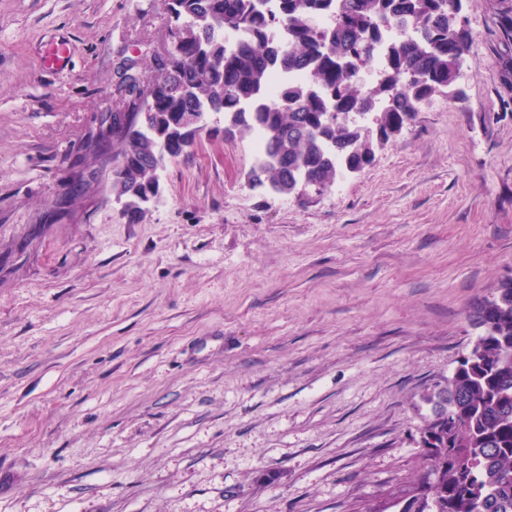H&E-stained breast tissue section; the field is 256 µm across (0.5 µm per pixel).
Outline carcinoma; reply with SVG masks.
<instances>
[{
    "label": "carcinoma",
    "instance_id": "obj_1",
    "mask_svg": "<svg viewBox=\"0 0 512 512\" xmlns=\"http://www.w3.org/2000/svg\"><path fill=\"white\" fill-rule=\"evenodd\" d=\"M456 0H166L168 48L152 70L123 64L125 95L112 129L89 154L112 159V193L125 210L159 196V171L224 116V135L262 145L247 175L252 188L303 199L363 169L419 107L453 85L448 40L468 52ZM383 67L361 80L387 28ZM377 112V135L334 113ZM477 335L448 378L423 396L419 431L427 473L407 490L433 494L429 512H512V279L467 311Z\"/></svg>",
    "mask_w": 512,
    "mask_h": 512
}]
</instances>
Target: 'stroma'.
Masks as SVG:
<instances>
[{
	"instance_id": "1",
	"label": "stroma",
	"mask_w": 512,
	"mask_h": 512,
	"mask_svg": "<svg viewBox=\"0 0 512 512\" xmlns=\"http://www.w3.org/2000/svg\"><path fill=\"white\" fill-rule=\"evenodd\" d=\"M463 15L452 94L338 189H250L213 115L133 221L64 171L165 0H0V512H398L421 396L512 277V0ZM69 60V43L59 39L45 48L39 61V69L47 73H60L65 69Z\"/></svg>"
}]
</instances>
